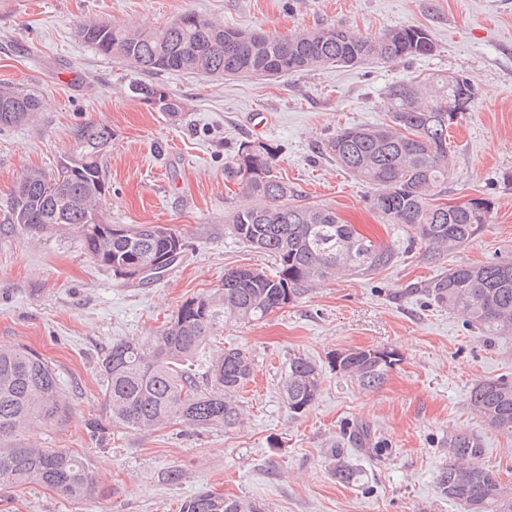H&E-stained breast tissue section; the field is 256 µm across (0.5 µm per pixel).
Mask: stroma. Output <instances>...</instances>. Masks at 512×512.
Instances as JSON below:
<instances>
[{
	"label": "stroma",
	"instance_id": "stroma-1",
	"mask_svg": "<svg viewBox=\"0 0 512 512\" xmlns=\"http://www.w3.org/2000/svg\"><path fill=\"white\" fill-rule=\"evenodd\" d=\"M188 11L283 34L342 26L367 36L423 25L435 49L399 65L274 79L167 73L161 81L182 106L173 118L133 96L139 73L78 36L90 22L159 25ZM431 73L468 77L475 88L450 130L446 196L493 207L483 233L435 260L409 248L400 225L372 211L371 188L322 153L336 128L386 121L381 104L393 83ZM3 83L32 90L42 108L0 127V346L34 350L55 368L68 410L26 439L86 457L93 488L68 500L38 486H0V512H179L204 487L258 499L269 512H466L435 487L448 438L460 431L479 436L485 468L512 488V436L484 425L468 404L475 382L512 379V336H483L422 293L452 266L512 260V0H0ZM87 122L112 129L104 158L109 220L168 224L187 243L161 280L117 279L75 236L35 235L8 221L20 174L53 170L73 129ZM246 141L273 147L276 171L300 196L335 208L394 258L374 272L327 280L259 324H227L201 351L192 363L199 377L214 350H250L242 426L141 433L112 424L99 362L113 341L149 336L185 299L221 287L225 270L272 267L224 231L242 199L227 166ZM372 347L395 349L401 360L381 389L365 391L332 360ZM299 354L321 367L323 383L315 404L294 417L279 388ZM361 425L371 430L370 447L348 445L347 458L362 479L344 485L330 473L328 450Z\"/></svg>",
	"mask_w": 512,
	"mask_h": 512
}]
</instances>
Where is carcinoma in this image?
<instances>
[{"mask_svg": "<svg viewBox=\"0 0 512 512\" xmlns=\"http://www.w3.org/2000/svg\"><path fill=\"white\" fill-rule=\"evenodd\" d=\"M82 41L98 55L146 76L130 91L175 116L180 105L151 81L164 72L209 76L279 78L329 66L377 62L398 64L433 52L431 32L402 25L374 36L339 27H319L282 35L244 31L186 12L163 26L90 23ZM471 87V79L431 74L391 85L383 100L388 122L350 125L324 143L336 166L373 189L372 210L388 224H399L409 242L434 257L462 248L486 229L491 203L471 198L449 205L441 201L452 154L448 129L456 113L448 97ZM32 92L0 85V126L18 125L40 109ZM73 148L59 160L78 156L65 180L56 171L30 169L17 182L26 208L11 211V223L26 231L66 228L86 253L113 275L132 266L149 267L153 280L172 268L173 244L185 241L168 224H112L103 210L106 174L103 160L112 129L84 123L73 132ZM276 151L245 142L233 158L232 175L254 202L232 211L227 228L238 242L275 261L268 273L232 268L224 287L185 300L177 313L146 338L117 340L100 360L104 395L113 422L131 431H154L171 424L191 428H234L244 413L237 394L252 375V358L242 348L215 354L209 377L201 382L190 361L229 322L258 323L297 301L321 282L342 272L364 274L387 266L391 247L362 235L336 212L300 199L275 172ZM439 307L464 317L485 336L512 334V261L456 265L426 288ZM400 362L388 347L357 348L340 361L343 374L369 391L383 386ZM321 372L307 357L288 362L282 383L289 413L300 415L317 400ZM472 412L488 427L512 435V380L484 379L470 390ZM67 403L55 368L39 353L0 347V486L35 485L67 499L91 490L86 459L60 448H37L15 437L61 417ZM449 462L436 478L440 497L461 503L467 512H512V491L503 487L480 461L481 443L473 432L448 438ZM332 474L354 484L361 470L345 460L344 449H331ZM180 512H268L258 500L228 498L207 487L184 500Z\"/></svg>", "mask_w": 512, "mask_h": 512, "instance_id": "carcinoma-1", "label": "carcinoma"}]
</instances>
